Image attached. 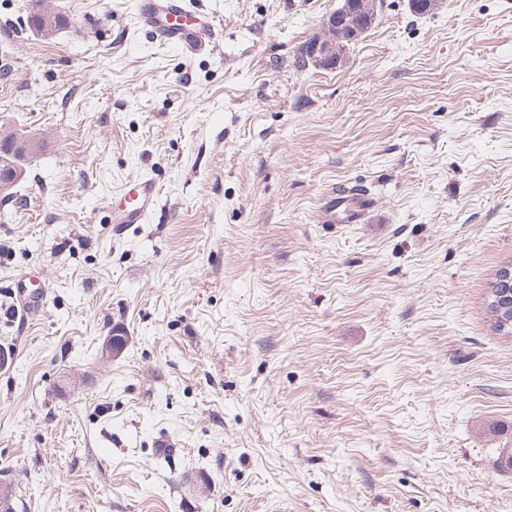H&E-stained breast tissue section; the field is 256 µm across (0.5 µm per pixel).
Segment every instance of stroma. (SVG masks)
<instances>
[{
  "label": "stroma",
  "mask_w": 512,
  "mask_h": 512,
  "mask_svg": "<svg viewBox=\"0 0 512 512\" xmlns=\"http://www.w3.org/2000/svg\"><path fill=\"white\" fill-rule=\"evenodd\" d=\"M0 0V481L15 512H512V0H384L341 67L295 69L340 0ZM155 178L159 208L112 231ZM364 189L358 224L327 193ZM49 285L13 310L19 279ZM126 344L101 348L115 329ZM139 15L157 38L184 44L191 51L206 47V37L213 27L211 16L197 10L187 0H140ZM178 19H183L185 24H179ZM189 35H193L194 40L189 41ZM64 20L59 13L48 12L33 7L29 11L26 24L28 28H33L41 33V35L49 36L61 27ZM31 143L30 139L16 135L12 138L8 148H5L6 145L1 146L0 144V150L12 152L11 155H4L2 164L0 163V180H4L8 177V174H11L12 183L18 181L20 174L23 172L25 153L30 149ZM351 197L344 196L336 192H331L324 197V201L321 204L320 214L323 224H336L338 219L339 209L349 202ZM503 270V278H501L498 282L496 281L497 284L492 289L490 297V307L494 311V316L499 320L502 329L509 327L511 324V307L507 306L509 305V302L505 301L507 304L505 305L501 300L502 298L508 296L509 292L506 290L504 293H502L500 287L505 285V288H510L512 284V266L509 265V267H506ZM501 282L505 284L501 285Z\"/></svg>",
  "instance_id": "35a3bbf8"
}]
</instances>
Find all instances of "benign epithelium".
<instances>
[{
    "label": "benign epithelium",
    "mask_w": 512,
    "mask_h": 512,
    "mask_svg": "<svg viewBox=\"0 0 512 512\" xmlns=\"http://www.w3.org/2000/svg\"><path fill=\"white\" fill-rule=\"evenodd\" d=\"M366 14L365 20H371L373 11L366 0H340V6L322 22L321 30L318 34L308 39L298 51L300 62L305 65H319L328 63L334 67L338 63L336 60V38L343 36L355 37L358 33V27L355 24V18L358 14ZM512 286V266L504 268L501 282L492 289L490 297V307L494 311V316L499 320L502 327L512 325V308L505 305L502 298L508 296V293L501 292L500 287Z\"/></svg>",
    "instance_id": "1"
}]
</instances>
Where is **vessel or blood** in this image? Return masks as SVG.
Returning <instances> with one entry per match:
<instances>
[{
    "label": "vessel or blood",
    "mask_w": 512,
    "mask_h": 512,
    "mask_svg": "<svg viewBox=\"0 0 512 512\" xmlns=\"http://www.w3.org/2000/svg\"><path fill=\"white\" fill-rule=\"evenodd\" d=\"M139 15L157 38L187 45L192 51L206 47V37L213 26L211 16L197 10L190 0H140ZM347 202V196L336 192L327 194L320 209L323 223H336L342 214L346 215L349 223L362 222L368 211L367 199H360L357 207L351 210L347 209ZM158 203V189L153 178L135 181L124 202L114 208L112 222L119 229L130 224L144 223Z\"/></svg>",
    "instance_id": "1"
}]
</instances>
